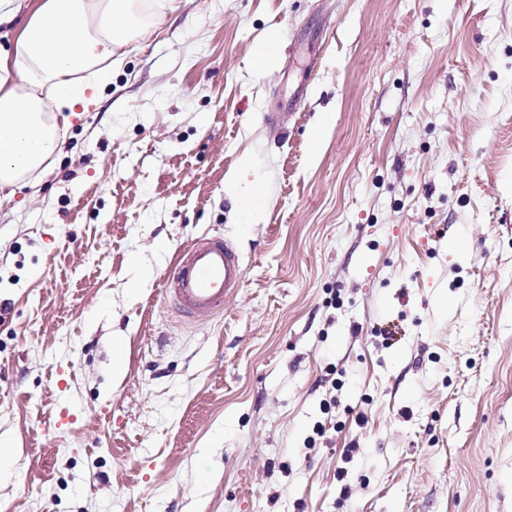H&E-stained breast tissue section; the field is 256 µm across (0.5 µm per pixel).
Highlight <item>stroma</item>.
I'll return each mask as SVG.
<instances>
[{
  "label": "stroma",
  "mask_w": 512,
  "mask_h": 512,
  "mask_svg": "<svg viewBox=\"0 0 512 512\" xmlns=\"http://www.w3.org/2000/svg\"><path fill=\"white\" fill-rule=\"evenodd\" d=\"M167 2L0 194V512H512V0ZM244 277L245 267L231 244L200 238L180 252L163 291L186 317L217 315L224 297L239 288Z\"/></svg>",
  "instance_id": "35a3bbf8"
}]
</instances>
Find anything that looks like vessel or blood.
I'll return each instance as SVG.
<instances>
[{"label": "vessel or blood", "instance_id": "b4317fda", "mask_svg": "<svg viewBox=\"0 0 512 512\" xmlns=\"http://www.w3.org/2000/svg\"><path fill=\"white\" fill-rule=\"evenodd\" d=\"M245 267L227 241L200 238L178 255L165 279L164 294L187 317L215 315L224 308V298L239 288Z\"/></svg>", "mask_w": 512, "mask_h": 512}]
</instances>
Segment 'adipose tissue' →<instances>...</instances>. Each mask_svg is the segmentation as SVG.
<instances>
[{"label": "adipose tissue", "mask_w": 512, "mask_h": 512, "mask_svg": "<svg viewBox=\"0 0 512 512\" xmlns=\"http://www.w3.org/2000/svg\"><path fill=\"white\" fill-rule=\"evenodd\" d=\"M164 0H35L0 49V192L34 183L78 113L97 104L116 49L161 15Z\"/></svg>", "instance_id": "ef3b65f1"}]
</instances>
